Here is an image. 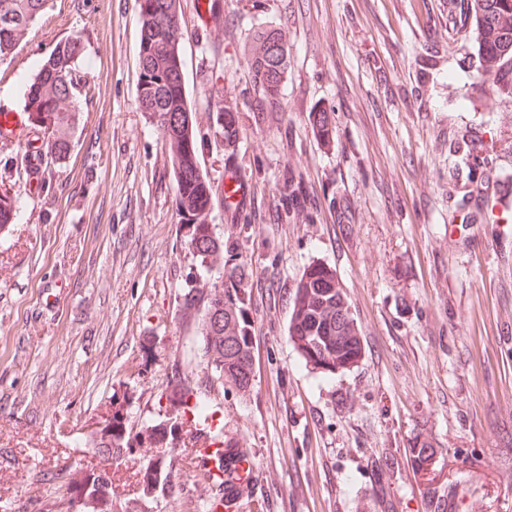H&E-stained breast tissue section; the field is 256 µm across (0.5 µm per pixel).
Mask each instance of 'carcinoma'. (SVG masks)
I'll return each mask as SVG.
<instances>
[{
	"mask_svg": "<svg viewBox=\"0 0 512 512\" xmlns=\"http://www.w3.org/2000/svg\"><path fill=\"white\" fill-rule=\"evenodd\" d=\"M50 0H0V58L12 52L20 32L40 17ZM179 0H141L138 98L147 112L177 145L172 160L179 210L187 223L194 225L189 247L201 258L209 257L219 246L210 225L205 223L213 205L209 181L198 165L195 137L183 80L181 53L175 45L182 39L178 18ZM455 10L461 26H471L477 54L490 63L488 75L497 93L512 95V0H457ZM262 49L249 60L255 89L265 95L283 83L288 70V51L280 38L267 31L257 33ZM78 41H60L30 78L24 94V111L34 125L49 134L50 153L62 157L71 142L60 134L75 124L79 111L81 84ZM305 203L300 182L288 179L282 207L287 210ZM182 309L197 315L196 335L203 356L211 359L218 376H225L240 389L250 386L252 362L249 331V299L246 295L220 289L209 297L189 290L182 294ZM288 335L297 344L305 367L319 373H334L356 364L362 345L354 320L345 302V294L336 274L321 263L309 266L295 289ZM236 332L225 333L228 326ZM171 428L194 421L206 423L212 416L207 403L198 395V387L185 375L175 393L167 397ZM121 427L117 413L96 427L87 444L103 454L98 468L76 467L69 472L67 494L74 512H112V474L108 461L112 449L133 448L132 440L116 434ZM148 486L166 490L171 474L164 468L167 452L145 453Z\"/></svg>",
	"mask_w": 512,
	"mask_h": 512,
	"instance_id": "1",
	"label": "carcinoma"
}]
</instances>
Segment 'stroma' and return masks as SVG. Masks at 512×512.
Masks as SVG:
<instances>
[{
  "instance_id": "1",
  "label": "stroma",
  "mask_w": 512,
  "mask_h": 512,
  "mask_svg": "<svg viewBox=\"0 0 512 512\" xmlns=\"http://www.w3.org/2000/svg\"><path fill=\"white\" fill-rule=\"evenodd\" d=\"M140 0H53L0 59V109L66 38L80 40L87 95L66 158L31 169L0 138V512H67L65 475L93 466L87 430L121 411L130 435L172 448L183 495L147 488L139 453L112 460L113 512H203L209 493L188 427L164 430L161 397L192 372L224 440L255 476L239 512H512V223L486 194L512 177V97L495 94L451 0H179L182 78L207 218L224 243L200 259L177 209L172 145L138 102ZM277 32L288 72L275 103L248 67ZM335 132L321 139L316 112ZM232 112L225 139L217 115ZM251 195L224 204V176ZM307 195L278 219L285 174ZM247 263L254 380L219 382L186 290L209 296ZM340 282L363 348L352 368H305L288 336L311 264ZM437 455L418 470L415 440Z\"/></svg>"
}]
</instances>
